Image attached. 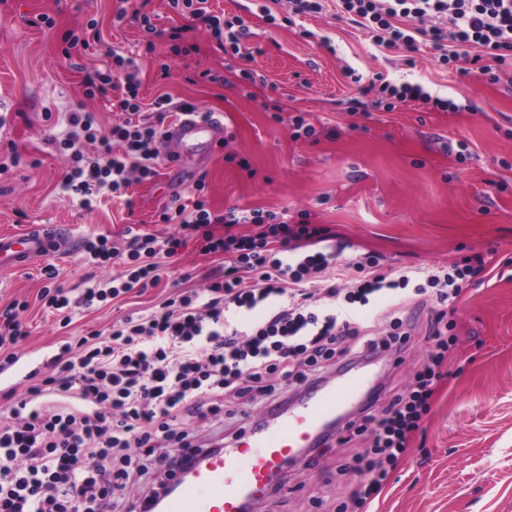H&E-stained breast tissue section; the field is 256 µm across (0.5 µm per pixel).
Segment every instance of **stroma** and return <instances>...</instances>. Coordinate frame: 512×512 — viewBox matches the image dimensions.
I'll list each match as a JSON object with an SVG mask.
<instances>
[{"label":"stroma","instance_id":"stroma-1","mask_svg":"<svg viewBox=\"0 0 512 512\" xmlns=\"http://www.w3.org/2000/svg\"><path fill=\"white\" fill-rule=\"evenodd\" d=\"M210 6L244 20L252 57L216 49L167 0H0V113L11 115L0 130V232L65 224L80 241L97 234L119 241L137 225L165 238L174 227L159 223V212L175 199L191 200L202 179L215 214L239 206L307 219L325 228L328 246L342 247L344 263L372 254L386 267H428L481 256L485 270L446 307L458 343L431 411L379 496L360 512H512V68L492 78L463 59L441 66L428 43L414 52L378 48L337 17L334 0L321 13L292 18L285 0H211ZM142 7L157 28L185 27L181 53L134 21ZM122 10L126 21L114 24ZM92 23L100 41L67 49L65 35ZM113 47L136 60L145 100L166 93L223 120L224 146L180 166L161 162L153 181L130 188L129 200L106 195L88 211L61 189L69 162L47 139L67 131L70 112L84 100L86 74L110 68ZM163 62L170 66L164 80L157 76ZM206 69L223 75V84L190 83ZM244 69L262 82L245 84ZM379 75L422 84L459 109L431 112L415 102L387 109L360 91ZM292 113L316 128L315 140L293 139L282 121ZM461 143L469 151L462 162L455 154ZM218 263L194 246L179 248L156 286L100 309L72 308L63 329L59 315L38 300L45 265L57 268L55 284L68 290L120 270L90 263L79 247L0 271V303L28 302L29 335L20 352L35 358L64 337L108 331L153 307L182 289L183 274L201 286ZM427 321V313L413 316L402 364L375 366L380 387L406 384L430 347ZM364 446L356 438L313 448L284 467L282 489L262 498L259 512H340L350 490L341 470Z\"/></svg>","mask_w":512,"mask_h":512}]
</instances>
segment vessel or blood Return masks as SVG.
<instances>
[{
  "label": "vessel or blood",
  "mask_w": 512,
  "mask_h": 512,
  "mask_svg": "<svg viewBox=\"0 0 512 512\" xmlns=\"http://www.w3.org/2000/svg\"><path fill=\"white\" fill-rule=\"evenodd\" d=\"M163 140L170 147L169 159L176 162L221 144L224 126L215 117L186 112L165 127ZM73 242L69 227L61 224L1 233L0 269L62 253ZM368 385L366 375L355 374L323 386L274 415L260 430L241 434L220 450H201L192 473L166 501L164 512H246L270 489L284 464L312 447L344 407L362 398Z\"/></svg>",
  "instance_id": "1"
}]
</instances>
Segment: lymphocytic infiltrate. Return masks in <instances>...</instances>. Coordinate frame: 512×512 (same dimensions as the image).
Segmentation results:
<instances>
[{
  "instance_id": "lymphocytic-infiltrate-1",
  "label": "lymphocytic infiltrate",
  "mask_w": 512,
  "mask_h": 512,
  "mask_svg": "<svg viewBox=\"0 0 512 512\" xmlns=\"http://www.w3.org/2000/svg\"><path fill=\"white\" fill-rule=\"evenodd\" d=\"M169 6L189 13L217 46L246 57L243 19H225L208 0H169ZM336 6L385 49L412 52L425 40L444 65L471 48L475 61L512 66V0H336ZM111 58L110 70L88 76L85 95L115 90L112 108L123 120L106 128L96 113L82 109L70 114L67 132L50 139L71 160L63 189L89 210L103 195L122 197L132 184L156 176L163 129L148 121V113L190 108L167 94L144 102L135 59L116 50ZM374 92L435 112L457 109L419 83L383 80ZM88 145L96 157H86ZM205 188V181H197L192 205L162 210L160 223L176 227L168 238L145 232L119 243L103 234L85 238L83 248L95 264L124 262L119 274L83 289L79 301L87 307L156 285L163 259L188 239L220 263L204 287L183 289L149 313L125 316L108 332L93 330L77 343L60 344L43 369L26 374L23 394L6 392L0 512H135L133 487L150 467L192 464L189 419H230L235 412L227 398L258 405L276 386L321 383L326 368L356 341L370 354L408 346L404 313L413 301L429 308L433 349L406 389L373 393L361 419L347 424V432L369 442L352 467L354 504L373 500L405 455L431 410L456 342L443 305L461 294L482 265L464 259L385 274L378 258L367 255L351 262L355 275L348 278L336 267L335 251L322 249L319 225L238 207L218 217L202 197ZM219 222L226 227L221 235L212 230ZM239 224L253 225V233H234ZM310 278L322 281L321 295L301 289ZM26 308L15 300L0 307L1 370L20 359L19 346L28 336L21 317ZM382 322L387 332L378 339L374 331ZM76 346L82 353L73 360L69 354Z\"/></svg>"
}]
</instances>
